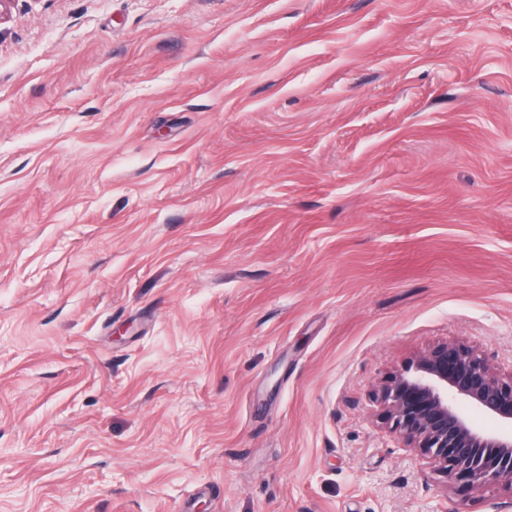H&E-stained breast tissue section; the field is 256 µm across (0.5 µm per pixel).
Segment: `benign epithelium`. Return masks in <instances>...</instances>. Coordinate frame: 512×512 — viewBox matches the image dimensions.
Here are the masks:
<instances>
[{"mask_svg": "<svg viewBox=\"0 0 512 512\" xmlns=\"http://www.w3.org/2000/svg\"><path fill=\"white\" fill-rule=\"evenodd\" d=\"M381 427L427 458L448 483L474 490L494 487L512 509V432L477 427L469 405L512 423V372L500 373L465 342H439L389 372L375 386Z\"/></svg>", "mask_w": 512, "mask_h": 512, "instance_id": "benign-epithelium-1", "label": "benign epithelium"}]
</instances>
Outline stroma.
<instances>
[{"mask_svg": "<svg viewBox=\"0 0 512 512\" xmlns=\"http://www.w3.org/2000/svg\"><path fill=\"white\" fill-rule=\"evenodd\" d=\"M512 371V0H15L0 512H498L376 425Z\"/></svg>", "mask_w": 512, "mask_h": 512, "instance_id": "obj_1", "label": "stroma"}]
</instances>
